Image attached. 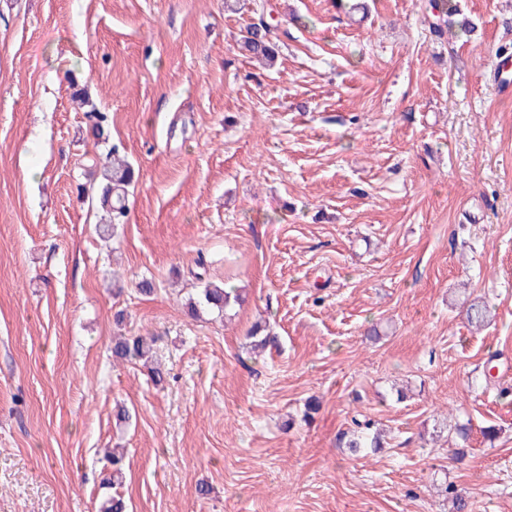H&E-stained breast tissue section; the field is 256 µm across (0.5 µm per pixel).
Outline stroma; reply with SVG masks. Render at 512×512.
I'll return each instance as SVG.
<instances>
[{"label": "stroma", "instance_id": "35a3bbf8", "mask_svg": "<svg viewBox=\"0 0 512 512\" xmlns=\"http://www.w3.org/2000/svg\"><path fill=\"white\" fill-rule=\"evenodd\" d=\"M455 2L440 36L432 0H0V512H512V0ZM207 281L240 299L191 316ZM247 35L243 37V47L250 55L264 59L268 63H273L278 49L276 44L269 36L267 29L260 30L256 26L248 28ZM96 167H99L103 179L100 205L109 213L108 223L99 224L96 229L105 239L111 236L114 226L122 224L126 217L125 197L127 187L133 181L134 171L125 156H121L114 148ZM152 352V344L147 342L143 336H136L132 339L124 338L115 342L112 348V356L116 360L142 359ZM353 423L355 427L346 441V448L352 455H360L368 448H381L380 437L377 432L372 430L373 424L370 421L361 423L354 419Z\"/></svg>", "mask_w": 512, "mask_h": 512}]
</instances>
